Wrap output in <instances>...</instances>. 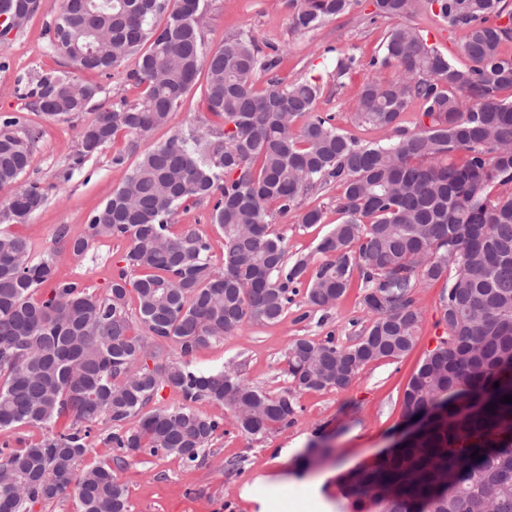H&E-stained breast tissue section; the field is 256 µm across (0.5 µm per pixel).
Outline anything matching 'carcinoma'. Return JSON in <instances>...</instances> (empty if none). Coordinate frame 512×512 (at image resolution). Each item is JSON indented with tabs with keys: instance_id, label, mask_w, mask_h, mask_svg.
Wrapping results in <instances>:
<instances>
[{
	"instance_id": "carcinoma-1",
	"label": "carcinoma",
	"mask_w": 512,
	"mask_h": 512,
	"mask_svg": "<svg viewBox=\"0 0 512 512\" xmlns=\"http://www.w3.org/2000/svg\"><path fill=\"white\" fill-rule=\"evenodd\" d=\"M358 0H289L292 24L309 30ZM372 18L399 21L368 63L336 59L342 78L368 66L354 120L388 132L363 143L317 111L322 87L311 80L267 81L278 66L244 34L208 50L201 21L207 0H61L50 46L75 71L107 72L138 55L129 77L142 98L96 113L79 132L75 164L117 137L131 146L170 121L206 66L204 102L222 120L188 125L146 147L121 186L87 219L82 235L65 224L56 247L35 258L8 226L23 224L47 200L25 182L37 133L18 117L0 118V431L24 425L53 433L0 450V510L31 512L37 502L77 496L81 512H128L126 487L112 464L79 468L91 425L104 418L109 448L128 456L175 455L186 463L224 428L201 401L231 411L250 435L286 427L297 392L342 390L368 364L399 360L414 346L421 320L416 289L443 280L439 298L449 331L426 353L403 395L404 416L474 408L437 423L389 458L341 480L354 508L376 512H512V10L507 0H372ZM431 11L466 31L456 66L407 20ZM396 78L380 77L384 69ZM100 87L70 72L38 71L25 98L49 119L89 110ZM429 119L419 131L399 125L413 102ZM343 187L341 221L312 256L288 258L271 231L273 213L301 208L310 191ZM213 202L224 235V263L209 239L172 231L180 207ZM128 242L107 292L56 276L57 256L83 257L93 243ZM141 275L132 281L129 273ZM366 288L368 324L341 345L329 334L295 340L286 355L291 386L268 395L236 365L209 371L192 358L248 324H275L304 294L314 311L330 309L353 278ZM134 297L136 315L127 310ZM177 405L143 409L164 389ZM135 425L125 427L131 420ZM478 457H471L473 452ZM455 485L443 500L432 487L444 473Z\"/></svg>"
}]
</instances>
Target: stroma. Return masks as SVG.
I'll return each instance as SVG.
<instances>
[{
	"instance_id": "stroma-1",
	"label": "stroma",
	"mask_w": 512,
	"mask_h": 512,
	"mask_svg": "<svg viewBox=\"0 0 512 512\" xmlns=\"http://www.w3.org/2000/svg\"><path fill=\"white\" fill-rule=\"evenodd\" d=\"M60 4L61 0H41L39 9L21 29L0 43V116H22L26 126L38 134L25 178L45 188L47 201L26 223L15 227L16 233L29 239L37 255L53 248L58 225H67L70 236L81 235L89 214L122 184L138 159L130 150L128 138L121 136L82 165H75L78 132L92 119V111L49 121L28 108L22 96L24 79L41 69L69 68L65 55L48 46V27ZM208 4L204 35L209 47H219L231 37L246 34L262 49L278 48L281 63L277 77L288 82L318 79L323 88L319 111L333 114L337 127L361 140L381 138V131L356 124L350 109L364 72L354 73L341 83L336 80L337 56L369 60L393 26L389 19L372 20V0H359L349 12L308 32L293 27L288 0H208ZM413 23L430 44L458 65H466L462 53L464 29L448 28L428 12L414 17ZM136 65L132 57L106 75L82 73L83 81L101 88L95 109H108L122 100L133 103L142 97V86L129 78ZM205 81V75H198L169 123L152 134V141L165 140L190 124L203 129L215 124V117L203 102ZM118 153L125 157L120 165L112 162ZM342 192V186L334 183L305 196L301 210H321L322 223L304 226L301 211L273 216L272 229L286 238L289 256L312 254L319 239L339 223L336 204ZM211 217V205L202 202L178 210L172 224L174 231L189 228L210 239L213 262L219 266L224 258V236ZM126 248L123 240L96 243L82 258L61 259L57 275L80 280L95 294H105ZM442 291L439 281L417 289L421 322L415 345L403 359L368 365L343 390L297 394L298 413L288 427L262 436L248 435L237 429L223 405L198 403L202 414L223 417V433L217 434L192 463L174 456L128 458L116 474L127 489L129 512H260L259 503L243 499V488L257 476L275 482L285 473L294 475L296 484L284 495V502L301 500L302 486L310 484L330 499L332 512H342L343 506L337 501L339 477L372 464L399 435L404 421L405 386L445 331L439 310ZM364 293L361 281L353 280L335 307L313 314L304 300H296L278 323L243 327L200 349L193 364L207 370L234 361L248 383L267 394H278L287 385L285 354L290 344L304 336L320 339L327 335L344 345L352 342L369 318L362 305ZM296 444L301 447L297 455L287 464L275 463L280 448Z\"/></svg>"
}]
</instances>
